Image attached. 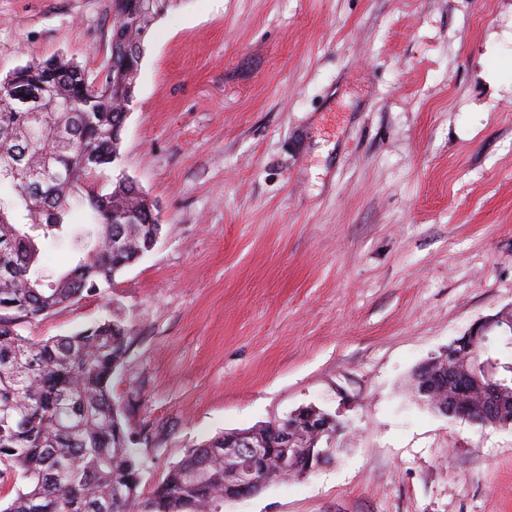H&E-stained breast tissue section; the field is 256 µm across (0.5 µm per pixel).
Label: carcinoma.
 Instances as JSON below:
<instances>
[{"instance_id": "obj_1", "label": "carcinoma", "mask_w": 512, "mask_h": 512, "mask_svg": "<svg viewBox=\"0 0 512 512\" xmlns=\"http://www.w3.org/2000/svg\"><path fill=\"white\" fill-rule=\"evenodd\" d=\"M171 0H112L111 58L101 81L62 58L16 68L0 85V512H223L238 497L235 468L224 459L219 433L171 466L148 495L140 493L141 434L129 429L112 397V378L123 365L130 329L115 312L65 336L39 343L16 332L14 315L35 319L96 295L155 246L157 209L119 169L121 128L133 101L143 53L154 22ZM82 211L95 226V243L45 288L36 279L48 249L62 244ZM493 357L481 337L431 365L435 376L472 357ZM414 396L430 406L452 403L459 413L481 415L475 387L449 380L436 396ZM312 411L281 423L251 428L264 442L288 429L297 448L285 477H299L344 452L345 426L333 423L337 442L324 458L310 447ZM282 448H270L266 473L281 470Z\"/></svg>"}]
</instances>
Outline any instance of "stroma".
I'll return each instance as SVG.
<instances>
[{
  "mask_svg": "<svg viewBox=\"0 0 512 512\" xmlns=\"http://www.w3.org/2000/svg\"><path fill=\"white\" fill-rule=\"evenodd\" d=\"M112 18L0 0V77L57 54L98 75ZM120 153L154 249L14 327L39 342L121 309L142 493L216 433L313 405L347 453L224 512H512V426L409 387L512 305V0H174Z\"/></svg>",
  "mask_w": 512,
  "mask_h": 512,
  "instance_id": "obj_1",
  "label": "stroma"
}]
</instances>
